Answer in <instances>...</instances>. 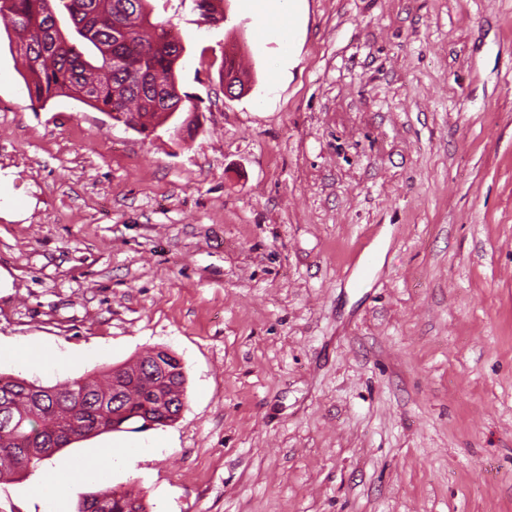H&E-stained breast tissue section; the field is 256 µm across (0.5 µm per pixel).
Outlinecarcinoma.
Segmentation results:
<instances>
[{
	"mask_svg": "<svg viewBox=\"0 0 512 512\" xmlns=\"http://www.w3.org/2000/svg\"><path fill=\"white\" fill-rule=\"evenodd\" d=\"M200 22L209 24L219 0H192ZM149 0H0L25 69L31 100L45 104L68 97L126 125L145 126L181 110L176 66L184 51L164 22H152ZM167 368L140 358L137 385L127 400L112 403V387L128 374L121 367L105 382L76 380L45 388L23 378L0 376V410L21 426L0 431V479L38 467L48 448H63L89 434L120 431L148 420L164 425L184 401L185 376L175 359ZM77 512H146L129 491L90 493Z\"/></svg>",
	"mask_w": 512,
	"mask_h": 512,
	"instance_id": "carcinoma-1",
	"label": "carcinoma"
}]
</instances>
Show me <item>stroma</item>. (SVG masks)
Masks as SVG:
<instances>
[{
    "label": "stroma",
    "instance_id": "35a3bbf8",
    "mask_svg": "<svg viewBox=\"0 0 512 512\" xmlns=\"http://www.w3.org/2000/svg\"><path fill=\"white\" fill-rule=\"evenodd\" d=\"M151 7L185 47L180 138L31 102L0 28V373L163 349L186 379L174 422L54 454L123 453L57 512H512V0H296L286 42L245 0ZM39 475L0 512H44ZM77 512H146L142 498L129 491H111L85 495Z\"/></svg>",
    "mask_w": 512,
    "mask_h": 512
}]
</instances>
